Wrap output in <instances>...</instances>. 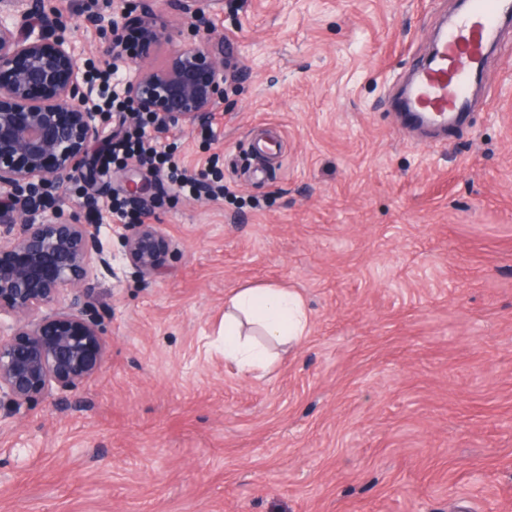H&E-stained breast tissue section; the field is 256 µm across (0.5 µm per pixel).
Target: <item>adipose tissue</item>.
Wrapping results in <instances>:
<instances>
[{
  "instance_id": "adipose-tissue-1",
  "label": "adipose tissue",
  "mask_w": 512,
  "mask_h": 512,
  "mask_svg": "<svg viewBox=\"0 0 512 512\" xmlns=\"http://www.w3.org/2000/svg\"><path fill=\"white\" fill-rule=\"evenodd\" d=\"M308 333L309 313L291 289L243 288L224 305V358L241 372L264 367L269 347L300 344Z\"/></svg>"
}]
</instances>
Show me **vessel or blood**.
<instances>
[{"mask_svg": "<svg viewBox=\"0 0 512 512\" xmlns=\"http://www.w3.org/2000/svg\"><path fill=\"white\" fill-rule=\"evenodd\" d=\"M510 18L512 0H466L458 14L442 23L431 56L416 69L401 106L435 128L465 117L470 88L485 72L488 51L499 44Z\"/></svg>", "mask_w": 512, "mask_h": 512, "instance_id": "b4317fda", "label": "vessel or blood"}]
</instances>
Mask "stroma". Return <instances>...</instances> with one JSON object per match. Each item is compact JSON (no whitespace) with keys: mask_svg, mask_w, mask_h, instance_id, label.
Segmentation results:
<instances>
[{"mask_svg":"<svg viewBox=\"0 0 512 512\" xmlns=\"http://www.w3.org/2000/svg\"><path fill=\"white\" fill-rule=\"evenodd\" d=\"M81 65L87 13L51 0ZM456 0H218L239 67L198 126L157 132L179 171L106 164L46 186L42 213L97 225L110 341L79 394L0 423V512H512V27L465 126L393 110ZM149 186L128 196L126 180ZM167 242L124 258L129 225ZM296 289L310 332L264 372L219 347L241 288ZM165 249L164 239L151 224H136L125 235L126 259L143 277L153 276L159 271Z\"/></svg>","mask_w":512,"mask_h":512,"instance_id":"35a3bbf8","label":"stroma"}]
</instances>
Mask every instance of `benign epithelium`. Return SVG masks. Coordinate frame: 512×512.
<instances>
[{"instance_id": "1", "label": "benign epithelium", "mask_w": 512, "mask_h": 512, "mask_svg": "<svg viewBox=\"0 0 512 512\" xmlns=\"http://www.w3.org/2000/svg\"><path fill=\"white\" fill-rule=\"evenodd\" d=\"M214 0H179L198 37L172 47L152 14L134 20L130 0H112V26L96 12L85 26L100 34L101 71L122 73L108 92L77 64L66 18L50 0H0V195L20 187L62 184L90 169L88 147L105 139L116 94L128 111L147 116L157 131L193 127L210 117L232 80L224 56L211 49ZM139 36L140 59L126 57L129 27ZM0 314L14 320L0 337V421L49 393H77L101 369L107 337L90 313L93 281L113 274L112 254L96 225L62 214L36 220L27 200L0 209ZM166 249L151 224L125 235V256L142 276L155 275Z\"/></svg>"}]
</instances>
